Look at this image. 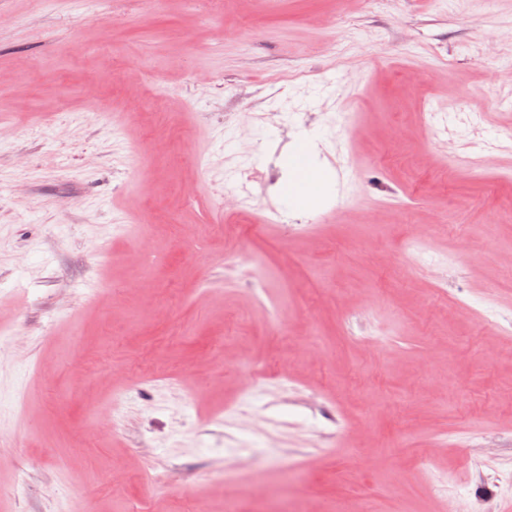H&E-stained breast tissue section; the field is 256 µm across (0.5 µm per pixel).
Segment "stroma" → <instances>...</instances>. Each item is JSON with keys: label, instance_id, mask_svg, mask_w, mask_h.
Here are the masks:
<instances>
[{"label": "stroma", "instance_id": "1", "mask_svg": "<svg viewBox=\"0 0 512 512\" xmlns=\"http://www.w3.org/2000/svg\"><path fill=\"white\" fill-rule=\"evenodd\" d=\"M0 17V325L24 329L0 337V512L512 501V78L483 75L512 66V0H0ZM129 53L132 115L101 78ZM305 135L353 176L300 205L281 161ZM236 171L253 194L228 212ZM121 392L95 440L91 410Z\"/></svg>", "mask_w": 512, "mask_h": 512}]
</instances>
